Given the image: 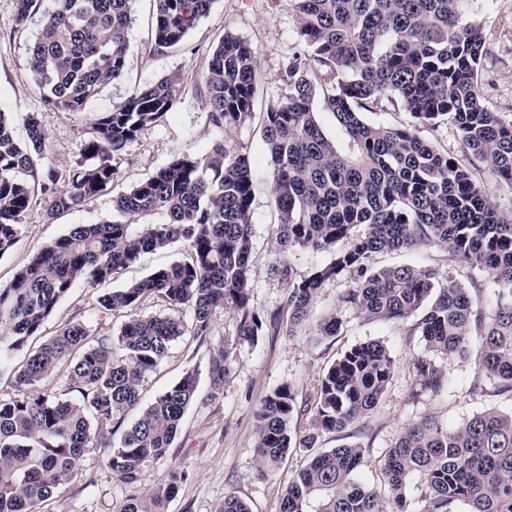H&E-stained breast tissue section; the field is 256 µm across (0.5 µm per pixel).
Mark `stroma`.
I'll list each match as a JSON object with an SVG mask.
<instances>
[{
  "label": "stroma",
  "instance_id": "1",
  "mask_svg": "<svg viewBox=\"0 0 512 512\" xmlns=\"http://www.w3.org/2000/svg\"><path fill=\"white\" fill-rule=\"evenodd\" d=\"M472 7L482 24L487 51L483 74L485 103L502 119L511 120L512 0H474ZM133 11L124 78L107 86L88 102L83 112H58L45 104L29 69V47L41 29L43 15L34 14L26 27H17L16 0H0V111L11 115L21 141L26 138V115L38 114L47 133L43 164L59 178H66L77 161L97 113L110 111L137 87L174 73L181 76L173 109L163 121L142 132L115 156L117 174L106 189L79 209L53 216L48 213L49 196L35 194L15 245L0 255L2 287L71 225L112 219L119 194L166 166L174 157L202 153L212 144L219 135L208 121L202 74L215 43L227 30L255 49L260 80L252 120L229 128L220 136L228 148L249 151L257 159L263 156V115L281 96L280 77L289 61L304 49L288 0H214L208 15L180 46L162 49L156 47L152 36V0H136ZM271 200V178L265 169H258L252 206L251 293L255 306L269 312L281 306L288 293L286 284L270 271L275 222ZM186 255V244L178 242L163 250L143 253L135 264L109 281L94 285L78 282L58 303L41 335L29 339L25 351L36 349L44 338L55 335L71 321L82 323L97 337L118 333L130 313L105 310L100 305L101 297ZM374 264L379 268L405 264L431 267L465 288H477L486 295L496 288L487 270L460 263L446 247L437 244L380 253ZM352 286L351 279L345 276L328 281L318 293L306 326L293 335L281 327L260 337L257 345L239 342L234 315L220 309L214 315L212 334L206 341L187 334L173 342L157 371L145 380L140 403L145 406L153 402L188 370L197 374L198 392L167 457L143 467L138 488L149 490L162 483L170 471L179 470L185 479L168 512H219L229 493L241 497L250 512H279L285 487L314 452L339 446L365 447L360 477L373 484L385 452L407 423L434 415L453 428L490 407L512 410L511 394H495L492 382L487 380L480 389H473V363L453 357L442 361L452 380L448 392L412 396L415 380L409 362L412 356L423 352L422 341L419 336L409 335L408 323L368 322L352 306L340 304V297ZM331 309L337 310L343 322L340 332L315 337L318 321ZM366 340L384 342L399 358V368L378 407L359 427L321 435L310 448L292 447L278 468L261 470L254 443L256 413L264 397L281 384H292L297 404L302 408L301 414L292 420V435L297 439L310 435L318 379L341 353ZM224 345L232 347L233 353L229 374L216 390L210 382V356ZM81 468V480L55 495L46 506L47 512H114L128 494L127 485L112 474L98 454H86Z\"/></svg>",
  "mask_w": 512,
  "mask_h": 512
}]
</instances>
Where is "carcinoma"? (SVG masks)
<instances>
[{
	"label": "carcinoma",
	"mask_w": 512,
	"mask_h": 512,
	"mask_svg": "<svg viewBox=\"0 0 512 512\" xmlns=\"http://www.w3.org/2000/svg\"><path fill=\"white\" fill-rule=\"evenodd\" d=\"M43 0H17L16 25L26 26ZM133 0H53L30 47L29 68L47 106L81 112L124 77ZM154 42L180 44L214 0H153ZM306 47L280 78L279 104L263 115L264 166L272 177L273 273L288 286L285 304L258 309L250 294L252 205L256 163L220 138L200 154L172 159L115 200L120 218L74 224L0 288V373L14 379V396L0 398V512H41L45 502L82 476L81 460L95 452L130 493L116 512H167L184 473L142 492L138 474L163 458L196 397L192 372L141 411L112 444L113 421L140 402V386L189 332L211 336L223 308L237 336L255 344L265 327L293 331L309 319L322 286L337 277L354 283L341 302L368 321L414 320L424 352L409 366L420 389L436 396L451 385L438 357L474 356V383L486 378L512 392V214L492 201L474 170L483 167L512 189V120L484 103L482 24L470 0H290ZM181 77L138 88L101 113L80 160L60 190L49 169L35 184L46 133L27 115V142H18L0 112V254L21 231L35 188L52 197L50 213L79 208L110 184L114 156L162 121L179 94ZM253 47L232 31L213 48L203 75L209 121L219 132L253 118L257 90ZM349 138L340 150L314 110L317 97ZM387 98L409 115L401 127L367 123L363 113ZM450 122L471 158L461 161L418 135L417 127ZM358 224L363 235L343 249ZM183 240L188 257L102 296L109 311L136 310L157 297L191 309V325L171 316H133L114 336L90 338L69 322L18 366L12 354L41 334L57 304L81 280L105 282L141 254ZM434 242L462 263L490 271L498 288L471 292L433 269H377L374 256ZM328 254L299 275L290 256ZM336 310L317 331L334 336ZM231 349L214 352L213 387L224 383ZM398 359L379 340L345 350L320 378L313 417L323 433H341L377 406ZM62 378V390L42 387ZM297 408L284 383L257 411L255 454L272 470L291 448ZM360 446L311 457L281 497L280 512H512V411L490 408L448 429L434 416L407 424L381 465L382 482L359 478Z\"/></svg>",
	"instance_id": "obj_1"
}]
</instances>
